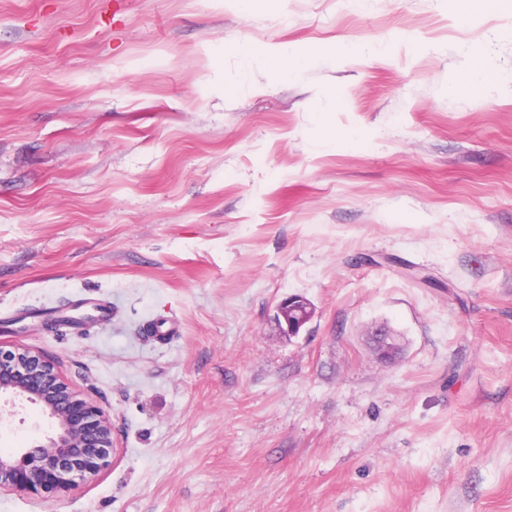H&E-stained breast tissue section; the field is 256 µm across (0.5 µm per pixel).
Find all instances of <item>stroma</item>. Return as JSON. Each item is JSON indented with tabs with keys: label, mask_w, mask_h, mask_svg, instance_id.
Returning a JSON list of instances; mask_svg holds the SVG:
<instances>
[{
	"label": "stroma",
	"mask_w": 512,
	"mask_h": 512,
	"mask_svg": "<svg viewBox=\"0 0 512 512\" xmlns=\"http://www.w3.org/2000/svg\"><path fill=\"white\" fill-rule=\"evenodd\" d=\"M478 34L500 80L449 92ZM247 41L327 59L288 80ZM292 294L315 313L290 339ZM84 296L111 323L51 332ZM14 346L114 451L0 512H512V0H0ZM51 432L23 403L0 454ZM313 316L311 303L301 295H289L275 308L273 320L281 336H299Z\"/></svg>",
	"instance_id": "35a3bbf8"
}]
</instances>
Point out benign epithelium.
I'll return each mask as SVG.
<instances>
[{"instance_id": "benign-epithelium-1", "label": "benign epithelium", "mask_w": 512, "mask_h": 512, "mask_svg": "<svg viewBox=\"0 0 512 512\" xmlns=\"http://www.w3.org/2000/svg\"><path fill=\"white\" fill-rule=\"evenodd\" d=\"M312 316L311 303L295 294L277 304L273 320L280 335L291 337L299 335ZM374 342L384 360L398 348L390 333L376 334ZM0 400L5 407L18 401L39 405L54 423L45 441L15 456L0 455V490L61 496L108 466L113 447L110 416L75 392L42 355L24 347L0 348Z\"/></svg>"}]
</instances>
